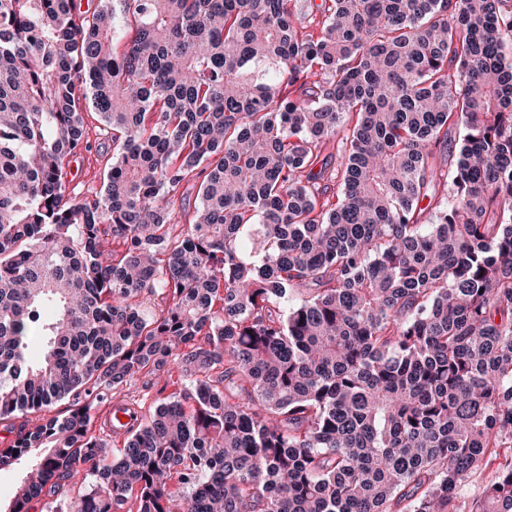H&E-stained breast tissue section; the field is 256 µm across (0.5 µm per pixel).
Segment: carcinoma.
Here are the masks:
<instances>
[{"label":"carcinoma","instance_id":"1","mask_svg":"<svg viewBox=\"0 0 512 512\" xmlns=\"http://www.w3.org/2000/svg\"><path fill=\"white\" fill-rule=\"evenodd\" d=\"M315 8L0 0V512H457L512 441V0ZM82 112H85L87 144L70 163L64 180L70 190L88 195L101 188L103 177L112 163V138L102 130L103 125L91 105H83ZM72 169H75L74 174ZM512 455V448H490L486 463L477 470L468 483L463 486L457 495L459 511L470 512L473 505L481 497L484 488L491 483L499 470L500 464L505 463ZM25 472L26 465L23 463L14 465L9 469L0 470V499L3 503L11 500Z\"/></svg>","mask_w":512,"mask_h":512}]
</instances>
